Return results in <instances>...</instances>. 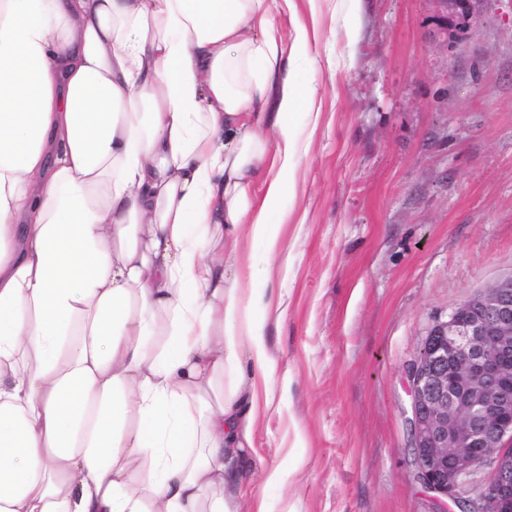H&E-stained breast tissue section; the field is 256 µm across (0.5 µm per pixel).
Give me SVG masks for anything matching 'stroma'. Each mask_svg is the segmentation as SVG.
I'll use <instances>...</instances> for the list:
<instances>
[{"label":"stroma","instance_id":"1","mask_svg":"<svg viewBox=\"0 0 512 512\" xmlns=\"http://www.w3.org/2000/svg\"><path fill=\"white\" fill-rule=\"evenodd\" d=\"M321 118L285 191L278 360L238 512H460L414 475L405 367L429 328L512 275V0H296ZM279 469V486L264 485Z\"/></svg>","mask_w":512,"mask_h":512}]
</instances>
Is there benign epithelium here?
<instances>
[{
  "mask_svg": "<svg viewBox=\"0 0 512 512\" xmlns=\"http://www.w3.org/2000/svg\"><path fill=\"white\" fill-rule=\"evenodd\" d=\"M416 479L461 504L465 477L493 474L477 512H512V275L434 324L407 364Z\"/></svg>",
  "mask_w": 512,
  "mask_h": 512,
  "instance_id": "7a95c632",
  "label": "benign epithelium"
}]
</instances>
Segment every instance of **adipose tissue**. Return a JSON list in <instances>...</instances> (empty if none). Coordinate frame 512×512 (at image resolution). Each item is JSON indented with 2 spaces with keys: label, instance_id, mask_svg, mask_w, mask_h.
I'll return each instance as SVG.
<instances>
[{
  "label": "adipose tissue",
  "instance_id": "1",
  "mask_svg": "<svg viewBox=\"0 0 512 512\" xmlns=\"http://www.w3.org/2000/svg\"><path fill=\"white\" fill-rule=\"evenodd\" d=\"M282 4L0 0V512H237L321 116Z\"/></svg>",
  "mask_w": 512,
  "mask_h": 512
}]
</instances>
